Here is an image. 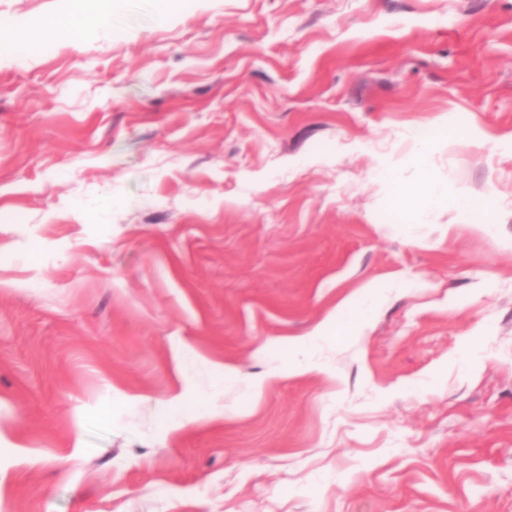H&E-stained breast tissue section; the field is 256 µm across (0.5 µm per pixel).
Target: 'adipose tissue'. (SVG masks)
Returning <instances> with one entry per match:
<instances>
[{"mask_svg": "<svg viewBox=\"0 0 512 512\" xmlns=\"http://www.w3.org/2000/svg\"><path fill=\"white\" fill-rule=\"evenodd\" d=\"M99 27L98 22L90 20L82 7V0H73L68 12L47 16L31 23L17 26L8 40H0V60L7 58L13 62L24 60L28 46L44 32L52 33L64 39L90 37ZM454 141L459 144L494 143L495 147L512 152V139H492L491 135L477 129L455 130L440 125L432 134L415 135L414 148L420 167H427L428 157L433 142ZM444 194L443 188L436 183L430 184L424 194H411L403 186H396L394 191V216L396 223L409 224L424 221L432 212L435 203ZM360 299L348 298L342 303V310L315 328L308 336L288 338L282 345L286 351H303L313 340L330 337L342 342L358 335L366 319L368 309Z\"/></svg>", "mask_w": 512, "mask_h": 512, "instance_id": "adipose-tissue-1", "label": "adipose tissue"}]
</instances>
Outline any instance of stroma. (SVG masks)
Segmentation results:
<instances>
[{"label": "stroma", "instance_id": "obj_1", "mask_svg": "<svg viewBox=\"0 0 512 512\" xmlns=\"http://www.w3.org/2000/svg\"><path fill=\"white\" fill-rule=\"evenodd\" d=\"M439 123L512 136V0H127L0 65V512H512V155H431L486 228L372 169ZM394 186V216L397 224L424 221L431 214L436 201L444 195L443 188L432 181L426 194H410L399 182ZM459 224H471L476 214L486 213L497 207V199L489 192L480 200H474L466 194L458 195L453 201ZM379 288L381 286L375 284L367 285L364 290L368 293L364 298L345 299L342 303L343 311L326 319L308 336L284 339L280 344L288 353L290 351L300 353L314 340L324 336L331 337L336 342H343L351 336H357L368 312L364 303L368 299H374L378 295Z\"/></svg>", "mask_w": 512, "mask_h": 512}]
</instances>
